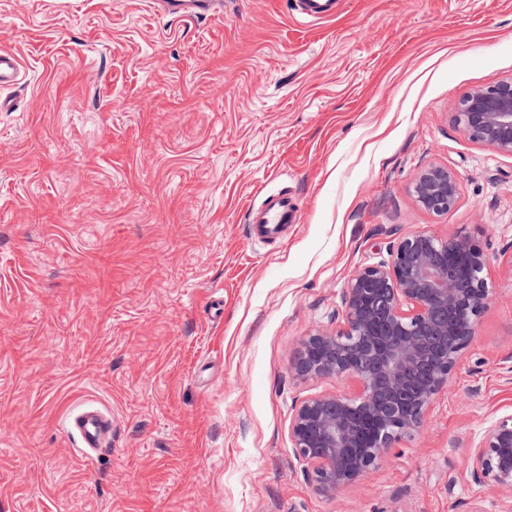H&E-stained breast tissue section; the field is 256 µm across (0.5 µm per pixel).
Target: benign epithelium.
Instances as JSON below:
<instances>
[{"label":"benign epithelium","mask_w":512,"mask_h":512,"mask_svg":"<svg viewBox=\"0 0 512 512\" xmlns=\"http://www.w3.org/2000/svg\"><path fill=\"white\" fill-rule=\"evenodd\" d=\"M452 120L471 141L512 155V80L478 88L453 105ZM459 179L448 167L423 169L413 196L425 210L448 212ZM488 258L469 234L413 232L389 247V259L365 266L342 293V326L306 336L290 363L298 379H354L357 395L303 400L290 421L307 479L333 496L372 470L393 444L424 423L475 335L489 290ZM474 484L490 481L511 501L512 415L492 422L469 458Z\"/></svg>","instance_id":"benign-epithelium-1"}]
</instances>
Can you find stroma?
<instances>
[{
  "label": "stroma",
  "mask_w": 512,
  "mask_h": 512,
  "mask_svg": "<svg viewBox=\"0 0 512 512\" xmlns=\"http://www.w3.org/2000/svg\"><path fill=\"white\" fill-rule=\"evenodd\" d=\"M1 49L0 512H499L461 473L512 414V155L449 105L512 79V0H0ZM431 165L460 181L442 215L412 193ZM263 190L299 221L254 246ZM416 231L479 240L487 306L424 426L320 497L290 420L356 386L290 362ZM86 408L112 420L90 458ZM165 11L181 19L210 16L221 0H162ZM337 0H297V10L308 21L329 20L336 14ZM70 431L76 435L87 452L98 453L109 446L112 420L97 410L86 409L70 420Z\"/></svg>",
  "instance_id": "stroma-1"
}]
</instances>
